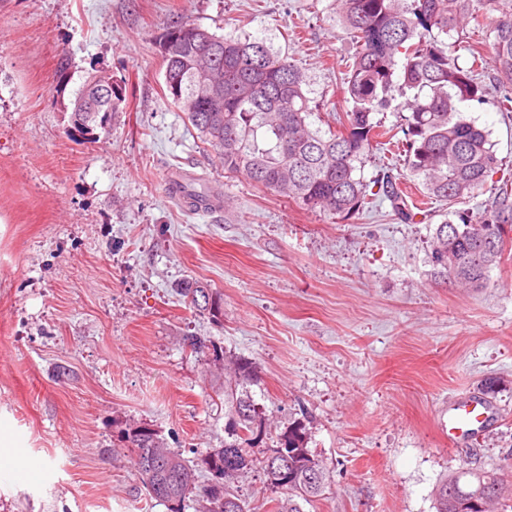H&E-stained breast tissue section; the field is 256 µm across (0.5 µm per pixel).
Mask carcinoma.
<instances>
[{
    "instance_id": "obj_1",
    "label": "carcinoma",
    "mask_w": 512,
    "mask_h": 512,
    "mask_svg": "<svg viewBox=\"0 0 512 512\" xmlns=\"http://www.w3.org/2000/svg\"><path fill=\"white\" fill-rule=\"evenodd\" d=\"M339 24L352 35L356 52L343 72L346 107L334 117L338 129L313 126L310 117L329 106L326 99L309 97V83L292 57L276 52L262 39L211 33L178 17L155 36L163 63L166 98L197 130L199 137L222 159L224 173L244 175L253 185L294 201L311 211L349 220L370 198L384 197L395 214L408 222L426 215L420 208H407L403 191L387 169L367 183L357 176L358 164L380 139H396L393 129L382 125L375 114L391 106L396 88L413 92L408 115L400 125L403 138L396 139L405 152L407 168L419 180L423 196L449 206L465 204L475 197L489 178L499 172L495 144L488 131L464 119L466 102L483 103L487 85L482 79L481 60L490 54L495 81L503 91L500 106L512 109V4L504 0H337ZM496 11L489 29L471 33L465 50L470 66L459 63L454 44L441 36L463 29L477 11ZM207 59L220 70L224 97L212 103L199 96L194 62ZM192 210L206 201L207 190L174 183ZM456 220L435 225L430 240L435 274L465 288H481L490 271L499 266L512 232V177L502 180L491 210L476 215L467 209L454 211ZM460 259L456 270L448 269V248ZM194 292L190 307L208 313L213 321L223 315L221 295L200 283H186L179 294ZM184 345L199 356L214 355L224 366V406L240 412L236 428L227 431L224 446L213 448L188 465L180 453L162 438L157 444L137 445L136 427L121 433L120 441L136 457L154 447L184 478L200 472L220 482L195 486L185 493L170 487L180 497L177 508L199 505L197 512H248L234 486L247 471H268L276 449L256 455L265 424L251 386L257 382L252 363L227 358L222 348L207 336L190 335ZM294 483L269 486L283 491L274 512H304L303 505L325 495L329 476L323 462L307 448L306 428L294 425L283 433ZM320 481L311 485L305 476L312 470ZM480 495L495 505L512 486L496 473L462 469L449 474L434 491L435 512H469V497Z\"/></svg>"
}]
</instances>
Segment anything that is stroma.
Instances as JSON below:
<instances>
[{
	"label": "stroma",
	"mask_w": 512,
	"mask_h": 512,
	"mask_svg": "<svg viewBox=\"0 0 512 512\" xmlns=\"http://www.w3.org/2000/svg\"><path fill=\"white\" fill-rule=\"evenodd\" d=\"M179 16L265 40L344 103L336 0H0V438L39 465L0 477V512H168L118 436L149 427L192 462L223 446L224 371L190 333L252 362L263 447L306 425L331 487L305 512H435L462 469L512 485V254L460 288L430 261L441 204L422 224L386 201L341 221L226 174L165 98L154 37ZM95 71L124 100L86 135L69 114ZM463 115L512 172V112L491 94ZM179 172L222 187L234 219L175 201ZM188 280L222 295L221 324L184 304ZM471 397L489 421L449 438V402Z\"/></svg>",
	"instance_id": "stroma-1"
}]
</instances>
